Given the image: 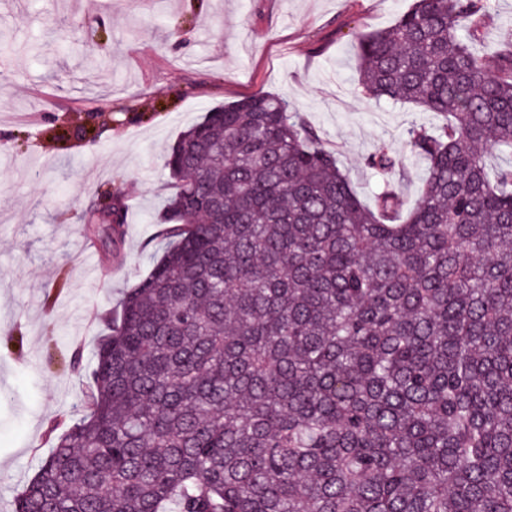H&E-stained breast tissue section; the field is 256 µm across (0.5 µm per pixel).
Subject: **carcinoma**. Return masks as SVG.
Wrapping results in <instances>:
<instances>
[{
  "label": "carcinoma",
  "instance_id": "cac0c4a2",
  "mask_svg": "<svg viewBox=\"0 0 512 512\" xmlns=\"http://www.w3.org/2000/svg\"><path fill=\"white\" fill-rule=\"evenodd\" d=\"M415 0L358 37L365 97L443 118L407 209L384 145L363 203L287 99L210 109L171 146L169 246L97 345L84 415L13 512H512V31ZM126 203L90 211L123 237ZM512 30V0H498L492 13L491 21L486 27L483 41L479 48L483 55L485 68L494 70V61L490 55V48L506 32Z\"/></svg>",
  "mask_w": 512,
  "mask_h": 512
}]
</instances>
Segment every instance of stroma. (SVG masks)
Here are the masks:
<instances>
[{
	"label": "stroma",
	"mask_w": 512,
	"mask_h": 512,
	"mask_svg": "<svg viewBox=\"0 0 512 512\" xmlns=\"http://www.w3.org/2000/svg\"><path fill=\"white\" fill-rule=\"evenodd\" d=\"M413 0H0V512L31 478L61 415L80 417L106 319L159 260L156 215L173 187L165 154L212 108L288 99L364 200L362 165L389 146L414 203L424 166L404 142L433 123L357 90L359 34ZM127 203L116 252L90 245L85 214ZM81 354V370L70 360Z\"/></svg>",
	"instance_id": "obj_1"
}]
</instances>
